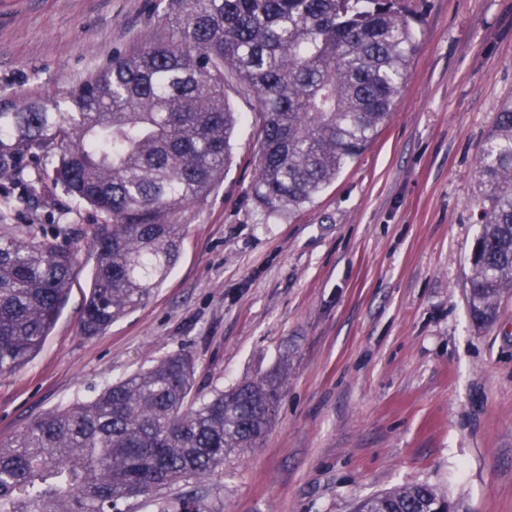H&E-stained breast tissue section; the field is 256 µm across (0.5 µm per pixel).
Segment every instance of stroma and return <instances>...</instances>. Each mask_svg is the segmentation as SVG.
Instances as JSON below:
<instances>
[{"instance_id": "obj_1", "label": "stroma", "mask_w": 512, "mask_h": 512, "mask_svg": "<svg viewBox=\"0 0 512 512\" xmlns=\"http://www.w3.org/2000/svg\"><path fill=\"white\" fill-rule=\"evenodd\" d=\"M166 0H0V95L52 98L164 39ZM419 47L387 125L313 204L265 208L253 96L234 160L178 214V263L101 336L78 320L94 256L61 188L10 216L12 233L76 254L68 303L35 358L0 375V441L95 398L174 352L199 397L288 361L260 448L205 481V512H352L359 499L434 486L450 512H512V291L476 327L466 309L479 235L475 171L512 100V0H412Z\"/></svg>"}]
</instances>
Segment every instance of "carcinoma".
<instances>
[{
    "label": "carcinoma",
    "instance_id": "cac0c4a2",
    "mask_svg": "<svg viewBox=\"0 0 512 512\" xmlns=\"http://www.w3.org/2000/svg\"><path fill=\"white\" fill-rule=\"evenodd\" d=\"M167 35L56 98H0V176L38 150L29 198L46 179L93 225L95 254L80 328L104 333L143 305L180 258L175 216L206 199L233 157L240 122L227 78L261 113L255 195L300 209L354 162L388 123L418 48L406 0H168ZM481 231L466 294L472 322L498 316L512 288V101L478 161ZM75 252L35 235L0 232V375L38 353L61 314ZM193 364L174 353L103 390L47 412L0 443V512H202L197 489L224 455L259 446L286 387L273 371L189 400ZM355 512H449L428 484L369 496Z\"/></svg>",
    "mask_w": 512,
    "mask_h": 512
}]
</instances>
